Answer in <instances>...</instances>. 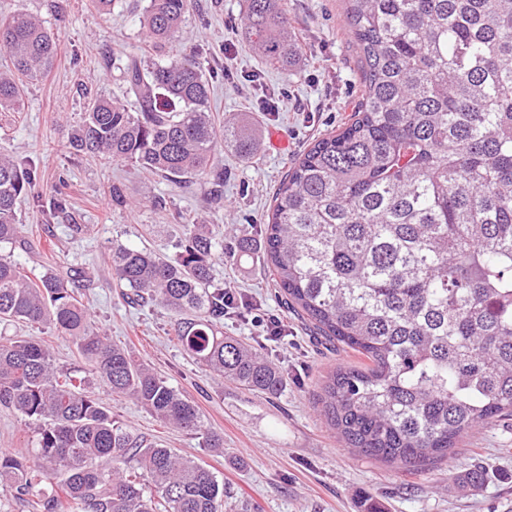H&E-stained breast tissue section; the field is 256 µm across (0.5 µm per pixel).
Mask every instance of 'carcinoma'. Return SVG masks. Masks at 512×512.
<instances>
[{
	"label": "carcinoma",
	"mask_w": 512,
	"mask_h": 512,
	"mask_svg": "<svg viewBox=\"0 0 512 512\" xmlns=\"http://www.w3.org/2000/svg\"><path fill=\"white\" fill-rule=\"evenodd\" d=\"M248 48L289 65L297 47L278 0H247ZM364 89L350 119L288 170L264 224L266 268L288 308L361 358L335 370L321 401L352 448L404 468L448 455L458 438L512 415V0H344ZM191 0H149L147 41L160 52ZM57 37L42 19L0 20V109L47 72ZM134 111L94 97L69 146L173 181L211 173L218 140L247 160L245 126L218 130L196 62L124 67ZM37 171L0 153V243L21 233V197ZM224 249L187 224L172 257L112 246L122 298L158 302L197 363L252 392L281 390V371L227 337ZM0 324L45 325L70 340L106 392L134 399L205 448L223 441L199 407L102 334L70 274L28 275L0 261ZM0 405L36 428L32 454L0 451V489L34 512H224V483L199 460L146 442L112 415L83 370L61 372L29 336L0 338Z\"/></svg>",
	"instance_id": "1"
}]
</instances>
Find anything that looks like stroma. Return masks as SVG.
I'll return each mask as SVG.
<instances>
[{"label":"stroma","instance_id":"1","mask_svg":"<svg viewBox=\"0 0 512 512\" xmlns=\"http://www.w3.org/2000/svg\"><path fill=\"white\" fill-rule=\"evenodd\" d=\"M146 4L113 0L101 12L93 0H0V18L27 11L58 36L52 67L24 84L20 111H0V152L29 160L38 172L18 208L23 231L0 246V257L37 273H79L97 325L190 397L224 445L203 447L128 398L112 400L113 415L148 441L206 464L229 493L224 512H362L366 496L384 512H512V416L470 430L447 458L414 470L345 445L324 415L322 387L336 367L357 365L359 358L317 338L288 309L259 250L273 192L288 168L310 143L347 121L359 100L358 52L341 0H283L305 49L293 71L266 66L246 47V0H193L182 30L161 55L144 38ZM127 56L148 63L194 57L212 87L216 124L243 116L259 129L250 161H241L231 145H218L220 203L210 201L209 182L182 186L132 164L70 152V133L91 97H121L136 109L114 64ZM116 185L126 195L120 205L112 201ZM59 194L68 207L50 214L48 203ZM187 224L208 225L223 238L226 251L213 260L214 283L249 304L225 315L224 332L251 343L283 372L278 394L254 393L205 370L182 350L169 311L131 306L115 287L113 243L171 256ZM241 237L253 246L243 260L228 253ZM273 318L282 323L274 339L267 334ZM475 464L485 472L478 489L462 481Z\"/></svg>","mask_w":512,"mask_h":512}]
</instances>
